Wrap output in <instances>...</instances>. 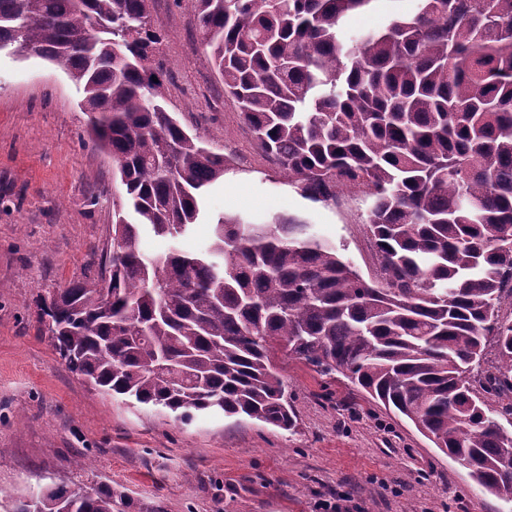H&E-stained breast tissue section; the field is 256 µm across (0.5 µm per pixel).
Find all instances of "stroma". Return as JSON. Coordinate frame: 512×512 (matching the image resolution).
Here are the masks:
<instances>
[{
  "label": "stroma",
  "instance_id": "35a3bbf8",
  "mask_svg": "<svg viewBox=\"0 0 512 512\" xmlns=\"http://www.w3.org/2000/svg\"><path fill=\"white\" fill-rule=\"evenodd\" d=\"M171 73L167 107L232 170L207 211L267 223L302 216L364 276L374 274L365 219L370 199L347 190L315 202L276 181L274 167L224 94L197 15L154 0ZM84 93L38 57L0 52V490L30 496L50 483L106 482L126 512H512L408 420L377 407L343 376L280 356L297 418L287 431L223 413L182 421L94 389L42 331L35 299L98 279L112 250V209L123 188L88 133ZM89 468L76 470V459Z\"/></svg>",
  "mask_w": 512,
  "mask_h": 512
}]
</instances>
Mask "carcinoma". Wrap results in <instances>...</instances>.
<instances>
[{
  "mask_svg": "<svg viewBox=\"0 0 512 512\" xmlns=\"http://www.w3.org/2000/svg\"><path fill=\"white\" fill-rule=\"evenodd\" d=\"M187 2L281 176L318 202L372 198L376 277L294 215H221L207 250L178 247L229 161L167 110L152 0H0V51L82 87L125 187L109 275L36 299L55 350L104 393L290 431L285 353L342 375L512 502V0H416L349 37L350 15L378 0ZM146 231L175 246L145 258ZM128 507L109 484L49 485L6 512Z\"/></svg>",
  "mask_w": 512,
  "mask_h": 512,
  "instance_id": "carcinoma-1",
  "label": "carcinoma"
}]
</instances>
